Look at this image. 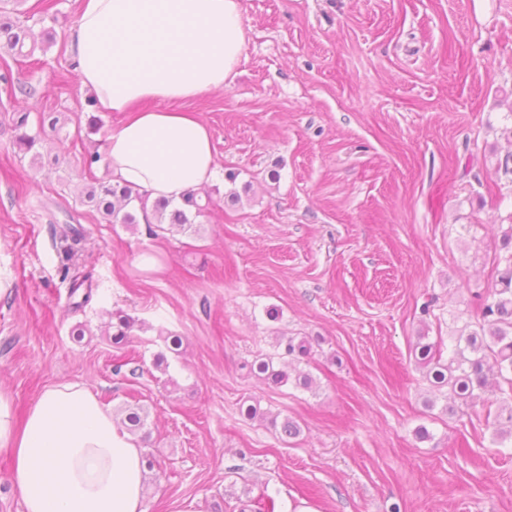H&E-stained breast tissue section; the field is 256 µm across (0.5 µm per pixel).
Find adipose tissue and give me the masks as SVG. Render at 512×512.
I'll list each match as a JSON object with an SVG mask.
<instances>
[{
    "label": "adipose tissue",
    "mask_w": 512,
    "mask_h": 512,
    "mask_svg": "<svg viewBox=\"0 0 512 512\" xmlns=\"http://www.w3.org/2000/svg\"><path fill=\"white\" fill-rule=\"evenodd\" d=\"M245 38L240 0H80L66 53L101 110L128 115L106 139L113 182L178 204L219 178L206 123L142 103L222 87ZM0 454L24 512H146L143 450L84 383L52 385L21 419L0 390Z\"/></svg>",
    "instance_id": "ef3b65f1"
}]
</instances>
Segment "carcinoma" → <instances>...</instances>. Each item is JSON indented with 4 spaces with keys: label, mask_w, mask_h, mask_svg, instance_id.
Here are the masks:
<instances>
[{
    "label": "carcinoma",
    "mask_w": 512,
    "mask_h": 512,
    "mask_svg": "<svg viewBox=\"0 0 512 512\" xmlns=\"http://www.w3.org/2000/svg\"><path fill=\"white\" fill-rule=\"evenodd\" d=\"M56 0H41L38 22L44 26L36 33L8 17H0V44L18 57H29L36 50L47 51L55 43L56 33L52 24L58 20L55 10ZM28 115L24 114L16 123L22 130L17 144L26 152L31 151L38 142L45 127L57 129L58 118L52 112L39 113L38 129L35 134L24 131ZM81 204H88L102 215L107 224H137L145 219V224H170L186 227L194 224L193 217L200 216L208 204L200 203L193 192L187 193L184 206L172 207L167 201L158 200L148 207L146 194L129 185H114L110 182L91 184L86 188ZM66 241L62 251L64 260L69 261L75 254V247L85 236L80 229L69 225L63 231ZM502 248L504 266L497 270L493 298L475 295L477 306L476 321L469 322L460 330L456 344L443 358V349L438 342H427L418 337L415 345V357L418 366L425 371L437 387H447L463 403L472 404L482 399L481 393L488 385V373L492 367L498 369V388L502 397L494 417L496 436L503 441L512 439V224L502 230ZM81 294V300L75 302L76 308L87 306L93 299V284L87 275L75 276L72 280L71 295ZM258 373L265 379L281 384L289 380L286 371L274 368L272 360L261 361L257 365Z\"/></svg>",
    "instance_id": "carcinoma-1"
}]
</instances>
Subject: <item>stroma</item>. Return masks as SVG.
I'll return each instance as SVG.
<instances>
[{"instance_id": "stroma-1", "label": "stroma", "mask_w": 512, "mask_h": 512, "mask_svg": "<svg viewBox=\"0 0 512 512\" xmlns=\"http://www.w3.org/2000/svg\"><path fill=\"white\" fill-rule=\"evenodd\" d=\"M241 8L238 67L180 104L209 126L221 170L190 229L108 224L75 201L108 178L83 159L126 118L90 106L61 50L79 0H60L47 52L0 48V387L21 416L65 381L114 414L143 408L146 512H512V444L489 416L500 392L453 401L414 356L418 336L456 335L497 276L512 0ZM29 109L60 116L33 157L14 128ZM72 220L85 231L74 263L95 285L81 309L62 271ZM117 315L133 323L120 342ZM284 336L310 355L283 356ZM266 359L287 383L258 375ZM276 417L301 434L282 440Z\"/></svg>"}]
</instances>
